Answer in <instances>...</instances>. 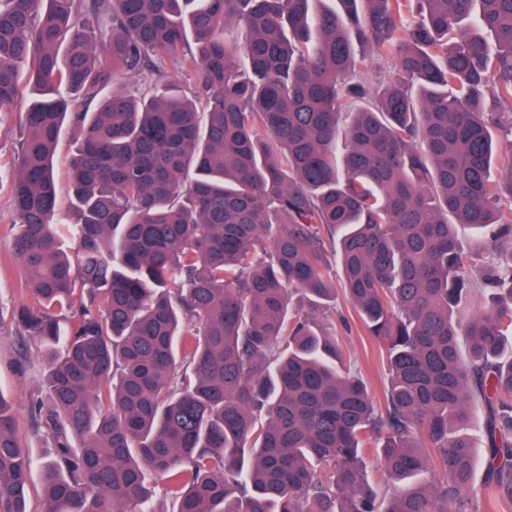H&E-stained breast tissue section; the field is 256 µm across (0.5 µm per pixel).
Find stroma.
Instances as JSON below:
<instances>
[{
  "label": "stroma",
  "instance_id": "35a3bbf8",
  "mask_svg": "<svg viewBox=\"0 0 512 512\" xmlns=\"http://www.w3.org/2000/svg\"><path fill=\"white\" fill-rule=\"evenodd\" d=\"M26 107V100H19L12 112L0 117V391L12 405L19 436L30 440L36 449L40 443L31 437L29 402L31 394L41 387L47 361L40 348L23 337L13 319L14 310L26 298L21 291L22 271L9 255V242L16 231L10 174L17 165L25 134ZM342 343L348 361L360 369L374 401H381L387 364L377 344L356 325L343 333Z\"/></svg>",
  "mask_w": 512,
  "mask_h": 512
}]
</instances>
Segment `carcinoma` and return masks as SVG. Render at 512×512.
<instances>
[{
  "mask_svg": "<svg viewBox=\"0 0 512 512\" xmlns=\"http://www.w3.org/2000/svg\"><path fill=\"white\" fill-rule=\"evenodd\" d=\"M318 2L0 0V113L30 94L15 319L48 362L41 458L0 393V512L34 466L44 512H156L151 474L173 512H485L478 468L512 502V0ZM338 291L380 406L322 320ZM78 142L77 138L71 133L66 131L60 138L56 152V175L55 181L58 189L59 196L65 199L69 191V170L68 162L71 156L75 153ZM355 323L351 321V330L342 333L347 366L350 361L352 369L360 368L374 401L380 403L387 382V364L377 344L361 331L356 319ZM365 462L366 472L370 482H372L375 487L382 493H393L396 489V485H394L391 481H388L383 475L380 464L376 457L372 454L365 455Z\"/></svg>",
  "mask_w": 512,
  "mask_h": 512,
  "instance_id": "carcinoma-1",
  "label": "carcinoma"
}]
</instances>
